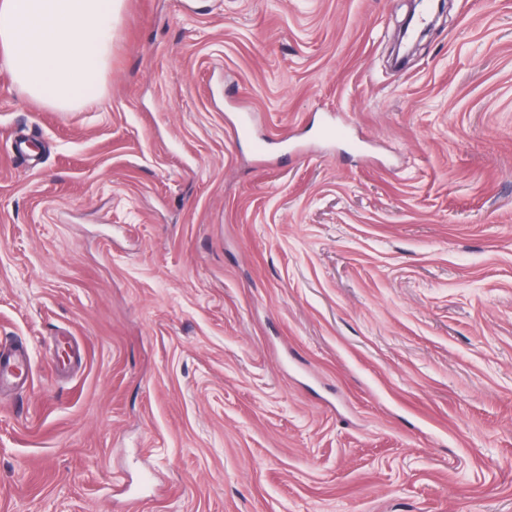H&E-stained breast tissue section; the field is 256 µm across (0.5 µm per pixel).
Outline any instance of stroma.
I'll return each mask as SVG.
<instances>
[{"instance_id": "obj_1", "label": "stroma", "mask_w": 512, "mask_h": 512, "mask_svg": "<svg viewBox=\"0 0 512 512\" xmlns=\"http://www.w3.org/2000/svg\"><path fill=\"white\" fill-rule=\"evenodd\" d=\"M412 8L124 0L70 112L0 70V512H512V0L398 66ZM32 374L28 352L18 346H0V391L23 386Z\"/></svg>"}]
</instances>
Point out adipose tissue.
Instances as JSON below:
<instances>
[{"label":"adipose tissue","instance_id":"adipose-tissue-1","mask_svg":"<svg viewBox=\"0 0 512 512\" xmlns=\"http://www.w3.org/2000/svg\"><path fill=\"white\" fill-rule=\"evenodd\" d=\"M123 0H0V69L32 101L67 112L104 93Z\"/></svg>","mask_w":512,"mask_h":512}]
</instances>
